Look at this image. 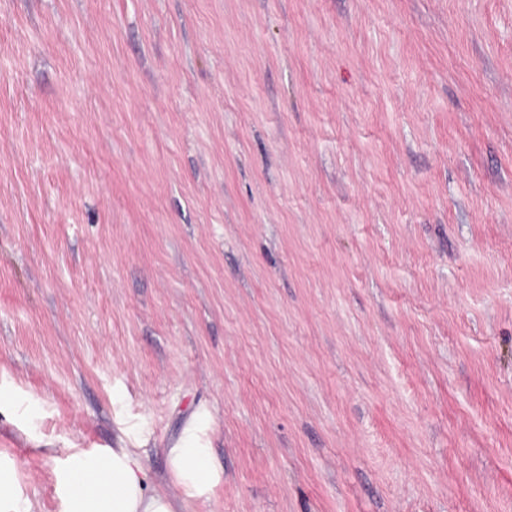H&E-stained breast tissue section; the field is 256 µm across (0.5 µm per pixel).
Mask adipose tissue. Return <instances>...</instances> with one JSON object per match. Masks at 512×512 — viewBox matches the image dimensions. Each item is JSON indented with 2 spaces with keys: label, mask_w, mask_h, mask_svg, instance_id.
Instances as JSON below:
<instances>
[{
  "label": "adipose tissue",
  "mask_w": 512,
  "mask_h": 512,
  "mask_svg": "<svg viewBox=\"0 0 512 512\" xmlns=\"http://www.w3.org/2000/svg\"><path fill=\"white\" fill-rule=\"evenodd\" d=\"M40 454L55 463L59 512H196L214 480L211 450L195 436L166 451L179 496L151 488L135 448H44Z\"/></svg>",
  "instance_id": "1"
}]
</instances>
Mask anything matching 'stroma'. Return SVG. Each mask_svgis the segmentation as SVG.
I'll return each instance as SVG.
<instances>
[{
	"mask_svg": "<svg viewBox=\"0 0 512 512\" xmlns=\"http://www.w3.org/2000/svg\"><path fill=\"white\" fill-rule=\"evenodd\" d=\"M1 385L36 512H512V0H0ZM55 462L59 512H196L214 480L211 448L191 435L167 448L181 496L151 488L140 448H30Z\"/></svg>",
	"mask_w": 512,
	"mask_h": 512,
	"instance_id": "35a3bbf8",
	"label": "stroma"
}]
</instances>
